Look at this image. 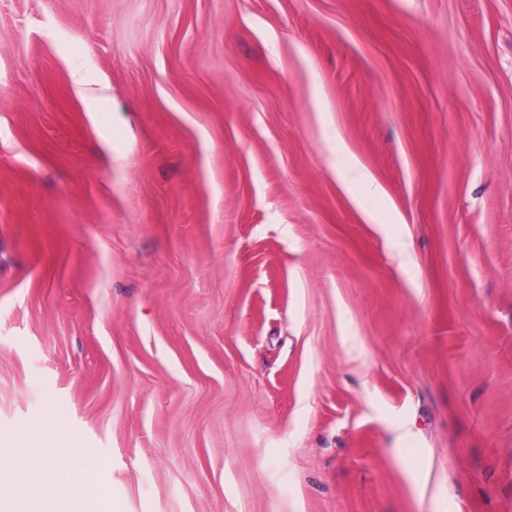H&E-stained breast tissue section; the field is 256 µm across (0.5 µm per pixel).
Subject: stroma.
Here are the masks:
<instances>
[{
  "mask_svg": "<svg viewBox=\"0 0 512 512\" xmlns=\"http://www.w3.org/2000/svg\"><path fill=\"white\" fill-rule=\"evenodd\" d=\"M61 429L110 512H512V0H0V441Z\"/></svg>",
  "mask_w": 512,
  "mask_h": 512,
  "instance_id": "1",
  "label": "stroma"
}]
</instances>
